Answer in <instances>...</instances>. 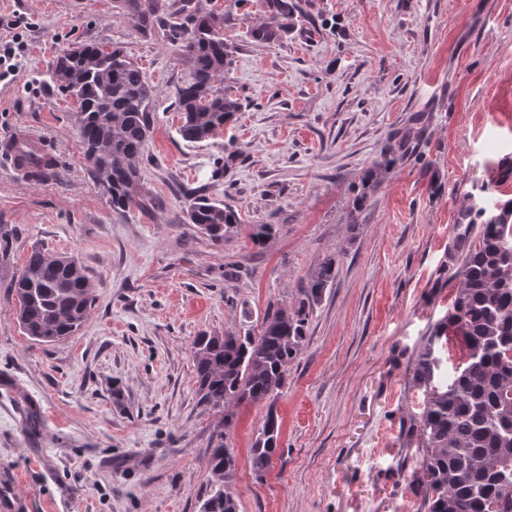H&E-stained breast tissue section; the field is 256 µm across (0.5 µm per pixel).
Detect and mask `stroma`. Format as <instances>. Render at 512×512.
I'll return each mask as SVG.
<instances>
[{
  "label": "stroma",
  "instance_id": "stroma-1",
  "mask_svg": "<svg viewBox=\"0 0 512 512\" xmlns=\"http://www.w3.org/2000/svg\"><path fill=\"white\" fill-rule=\"evenodd\" d=\"M295 2L301 22L268 44L246 34L256 0H213L235 58L224 92L242 110L189 143L174 96L183 68L162 33L140 34L113 0H0V14L29 22L18 75L0 82V136L26 128L61 163L32 183L0 161V225L13 233L0 271V512H200L219 415L198 400L195 337L259 331L329 257L336 280L285 387L236 409L238 510L424 512V451L406 439L425 398L413 371L458 288L460 208L512 198L511 183L483 189L512 157V0ZM74 41L121 45L153 87L148 212H113L76 104L49 80ZM412 123L423 160L351 214V187ZM194 194L233 206L237 233L216 242L184 223ZM254 224L279 231L258 248ZM36 247L75 256L92 286L87 321L56 343L22 334L7 288ZM270 411L280 448L260 479L249 448Z\"/></svg>",
  "mask_w": 512,
  "mask_h": 512
}]
</instances>
